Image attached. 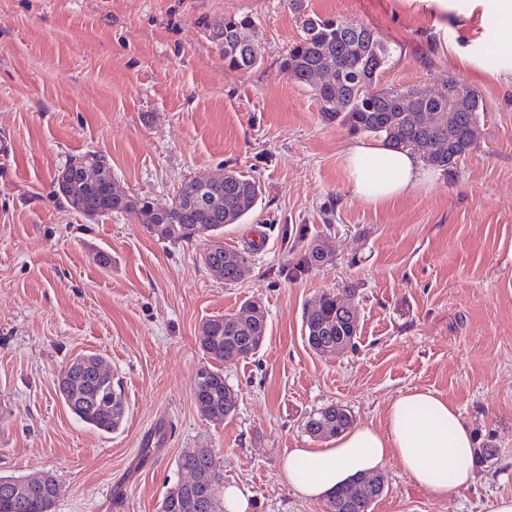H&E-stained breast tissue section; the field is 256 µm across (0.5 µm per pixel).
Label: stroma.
Here are the masks:
<instances>
[{
	"mask_svg": "<svg viewBox=\"0 0 512 512\" xmlns=\"http://www.w3.org/2000/svg\"><path fill=\"white\" fill-rule=\"evenodd\" d=\"M492 2L309 0L390 47L379 86L453 79L483 97L473 150L430 189L374 207L345 184L353 133L279 69L301 34L288 0H0V476L53 474V512H158L182 451L210 448L256 512H328L280 477L288 449L325 445L305 418L336 404L379 426L420 389L454 403L498 456L442 498L390 462L369 512H490L512 498V53L494 50ZM231 15L255 21L262 62L246 72L226 69L212 39ZM88 151L119 190L158 207L210 172L260 181L256 208L224 229L226 247L249 253L242 278L204 268L205 239L161 240L144 215L89 218L60 202L57 171ZM315 245L328 261L304 265ZM333 291L359 312L356 346L339 357L314 352L303 327ZM252 300L267 336L225 364L238 407L217 424L193 397L209 362L199 330ZM83 353L123 385L115 432L60 398V369ZM160 418L166 443L143 452Z\"/></svg>",
	"mask_w": 512,
	"mask_h": 512,
	"instance_id": "stroma-1",
	"label": "stroma"
}]
</instances>
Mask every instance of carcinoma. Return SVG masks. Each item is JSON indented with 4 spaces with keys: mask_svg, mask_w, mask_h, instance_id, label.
Listing matches in <instances>:
<instances>
[{
    "mask_svg": "<svg viewBox=\"0 0 512 512\" xmlns=\"http://www.w3.org/2000/svg\"><path fill=\"white\" fill-rule=\"evenodd\" d=\"M289 5L302 28L300 39L292 43L283 58L280 69L285 75L312 89L320 103L324 118L338 121L354 134L378 137L397 149L420 153L424 162L437 167H449L458 158L468 154L475 139L467 134L471 118L484 111V101L478 91L465 86L466 111L454 130H448V101L418 95L420 118L413 119L406 112L401 90L376 88L380 73L390 58V50L367 26L347 19L320 16L308 11V0H289ZM254 25L248 16H230L224 19V32L214 35L224 65L230 69L247 71L261 64L262 56L250 40L247 31ZM328 57H339L346 64L336 75V88H318L310 79L315 65ZM103 158L95 152L72 157L65 186L56 190L75 212L87 216H106L115 213H135L149 205L144 198L122 195L109 198L105 183L89 184L85 169L103 166ZM191 179L181 184L168 209L160 212L156 223L146 225L147 232L161 240L186 241L206 235L210 245L202 254L207 268L220 263L224 267V283L239 280L238 268L248 263V252L224 248V227L240 223L256 206L262 194L258 181L234 171L224 172V182L205 193ZM218 197L219 204L209 209L200 206L203 195ZM342 300L336 293H325L304 317L305 336H323L332 343L355 347L359 324L342 312ZM213 334L200 340V346L215 362H224V352L238 349L245 359L258 353L259 341L266 336L267 314L257 301L243 304L233 315L208 320ZM200 371L208 378L207 387L199 391L218 408L224 419L236 411L235 398L224 401V371L211 366ZM84 400L66 404L78 420L101 433L119 429L126 409L120 382L112 374H86L78 380ZM351 424L346 409L330 404L310 414L304 421V430L312 437L320 436L322 426H330V434L343 432ZM178 468H195L207 475L208 487L204 494L174 488L176 495L168 512H217V488L223 476L218 461L210 448H188L178 458ZM344 487L328 499L329 512H368L369 506L384 492V487L362 488L354 498ZM62 494L57 479L45 490H36L25 496H14L0 486V512H51Z\"/></svg>",
    "mask_w": 512,
    "mask_h": 512,
    "instance_id": "obj_1",
    "label": "carcinoma"
}]
</instances>
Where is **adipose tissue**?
Instances as JSON below:
<instances>
[{
	"label": "adipose tissue",
	"instance_id": "ef3b65f1",
	"mask_svg": "<svg viewBox=\"0 0 512 512\" xmlns=\"http://www.w3.org/2000/svg\"><path fill=\"white\" fill-rule=\"evenodd\" d=\"M342 167L352 195L374 206L430 188L439 178L416 152L360 139L346 145ZM475 448V434L455 405L415 390L389 404L382 427L358 425L326 447L289 449L281 477L300 498L320 501L395 460L417 486L443 497L474 481Z\"/></svg>",
	"mask_w": 512,
	"mask_h": 512
}]
</instances>
